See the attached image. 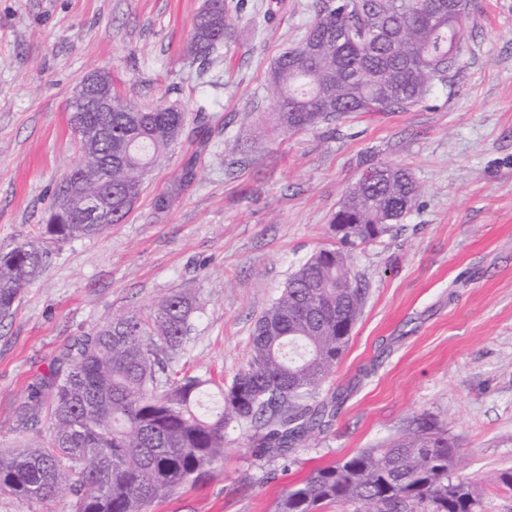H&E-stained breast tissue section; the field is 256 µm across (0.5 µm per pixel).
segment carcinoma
Wrapping results in <instances>:
<instances>
[{
	"instance_id": "1",
	"label": "carcinoma",
	"mask_w": 512,
	"mask_h": 512,
	"mask_svg": "<svg viewBox=\"0 0 512 512\" xmlns=\"http://www.w3.org/2000/svg\"><path fill=\"white\" fill-rule=\"evenodd\" d=\"M226 0L205 3L189 39L202 63L231 38ZM466 12L448 0H315L314 17L297 45L267 74L274 121L287 132L356 112H399L455 76ZM79 112L112 127V137L78 139L81 160L63 177L41 236L56 243L98 235L130 213L145 179L182 135L185 113L157 104L135 110L117 101L110 112ZM112 195V218L85 224L64 205L72 196ZM407 168L379 163L349 188L338 224H377L380 233L415 206ZM322 249L288 279L257 319L246 364L228 385L173 366L188 332L192 302L164 298L147 318L114 315L78 337L38 378L17 409L19 428L45 419L51 433L23 448L0 446V490L29 502L61 493L74 512H146L156 499L206 476L224 458L229 428L257 423L263 451L282 453L321 424L326 407L305 399L325 383L350 337L337 323L362 310L358 284L336 287V256ZM36 242L0 253V318L43 271ZM460 449L429 420L385 448L362 450L313 470L287 489L275 512H318L326 503H358L363 512H478L471 483L454 475Z\"/></svg>"
}]
</instances>
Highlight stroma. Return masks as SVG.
<instances>
[{
    "label": "stroma",
    "instance_id": "stroma-1",
    "mask_svg": "<svg viewBox=\"0 0 512 512\" xmlns=\"http://www.w3.org/2000/svg\"><path fill=\"white\" fill-rule=\"evenodd\" d=\"M232 41L200 70L187 52L204 0H0V252L37 240L80 159L76 86L110 73L130 103L171 104L186 131L129 216L49 245L45 271L0 321V445L29 434L15 410L73 339L112 315L193 299L182 364L232 380L258 317L322 248L348 249L366 290L320 391L312 438L265 453L261 427L228 429L224 458L149 512H273L313 469L379 448L427 417L461 455L482 512H512V0H468L460 68L402 112L317 129L275 126L270 65L296 45L314 0H227ZM407 167L414 208L377 240L344 246L330 219L370 166Z\"/></svg>",
    "mask_w": 512,
    "mask_h": 512
}]
</instances>
